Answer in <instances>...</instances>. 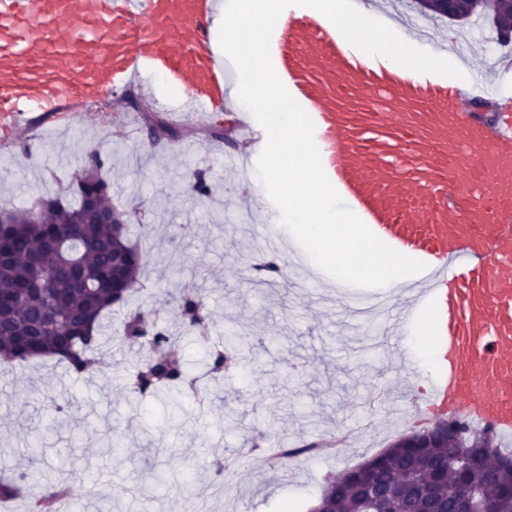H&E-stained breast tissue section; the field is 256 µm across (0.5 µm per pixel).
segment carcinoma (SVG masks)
<instances>
[{
    "mask_svg": "<svg viewBox=\"0 0 512 512\" xmlns=\"http://www.w3.org/2000/svg\"><path fill=\"white\" fill-rule=\"evenodd\" d=\"M495 15L505 25L512 21V0H469L463 13L467 18H486ZM103 161L96 152L79 157L71 184L69 200L59 195L37 200V206L27 210H8L11 223L0 224V240L10 248L11 257L0 262V295L22 299L33 313L42 312L52 327L39 328L35 318L19 316L0 331V365L8 368L14 362L37 358H53L64 364L77 378L89 374L95 355L103 349L101 320L114 305L129 298V291L115 300L112 298V277H125L128 284L136 282L145 263L140 248L131 244L128 227L110 224H80L86 197L96 194L106 201L112 193V184L101 175ZM42 212L41 222L32 219V211ZM50 236L66 244L67 250L57 254L54 268L49 272L35 270L30 262L28 247L37 238ZM130 253V263L122 270L112 272V253ZM180 317L185 328L197 334V341L208 340V301L203 290L183 295L179 299ZM148 338L131 340L129 334L121 336L117 345L143 355L141 364L132 373L130 390L133 397L146 401L158 399L186 384L187 376L181 366L162 382L151 386L138 384V378L155 366L163 349L180 348L178 337L163 324L147 327ZM243 337L230 334L224 339V349H209V373L221 375L224 350L236 347ZM456 437L469 444L488 446L500 451L497 437L486 429L472 428L460 422H439ZM441 468L445 481L436 488L435 496L444 504L452 505V495L460 473L476 483L485 500H494L501 512H512V468H504L491 478L474 464L453 459L446 448H409L392 446L371 457L353 469L338 474L328 483L322 497L332 500L336 512H360L361 495L356 484L358 472L369 469L377 495L388 498L392 492V476L401 473L409 485L418 486L427 481L431 470ZM42 475L29 470L18 471L0 479V497L12 498L24 485L39 482ZM66 493L64 481L46 486L45 493L31 505V512H56L58 499ZM396 512H430L431 502L419 493L404 501L391 504Z\"/></svg>",
    "mask_w": 512,
    "mask_h": 512,
    "instance_id": "obj_1",
    "label": "carcinoma"
}]
</instances>
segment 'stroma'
Listing matches in <instances>:
<instances>
[{
    "instance_id": "1",
    "label": "stroma",
    "mask_w": 512,
    "mask_h": 512,
    "mask_svg": "<svg viewBox=\"0 0 512 512\" xmlns=\"http://www.w3.org/2000/svg\"><path fill=\"white\" fill-rule=\"evenodd\" d=\"M125 92L104 90L96 98L95 123L107 138L101 146L102 174L112 183V201L126 212L132 238L152 225L144 239L148 262L132 301L169 328L181 324L178 300L203 288L210 308L211 342L220 346L228 331L243 336L234 367L220 385L206 381L205 350L193 334L181 335V365L203 376L201 403L170 399L136 401L125 378L137 357L116 350L125 311L107 321L105 356L89 377H72L51 360H35L0 375V446L11 449L8 464L22 471L37 465L46 480L70 470V500L78 512H311L328 476L355 467L417 430L407 422L410 394L405 377L386 361V337L378 325L349 315L344 303L315 280L293 276L273 281L262 264L286 265L265 251L259 215L242 220V203L260 189L259 179L235 184L224 156L235 144L218 138L233 120L216 112L200 122L179 124L178 139L151 141L127 135L128 113L152 109L162 122L177 101L151 76ZM79 131L49 134L42 141L0 154V206L24 208L67 186L73 167H57L56 155L96 149ZM209 188L192 198L195 175ZM142 238V237H141ZM71 403L73 416L52 429L53 403ZM271 438L313 441L351 433L346 446L315 459L258 469L249 464L252 441ZM237 472L225 483L214 468Z\"/></svg>"
}]
</instances>
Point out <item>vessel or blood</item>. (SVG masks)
Here are the masks:
<instances>
[{
	"label": "vessel or blood",
	"mask_w": 512,
	"mask_h": 512,
	"mask_svg": "<svg viewBox=\"0 0 512 512\" xmlns=\"http://www.w3.org/2000/svg\"><path fill=\"white\" fill-rule=\"evenodd\" d=\"M222 0H0V118L20 133L35 112L83 116L102 88L150 74L195 117L228 109L233 68L213 46ZM423 42L457 58L454 38L420 25ZM277 73L315 124L324 170L345 206L384 243L426 265L387 293L326 281L350 313L386 315L394 362L419 368L403 342L434 313L445 365L426 383L422 417L465 419L512 437V101L491 77L512 56L472 70L466 83L418 73L351 46L321 13L295 6L271 37ZM256 165L261 142L248 116L234 124Z\"/></svg>",
	"instance_id": "vessel-or-blood-1"
}]
</instances>
